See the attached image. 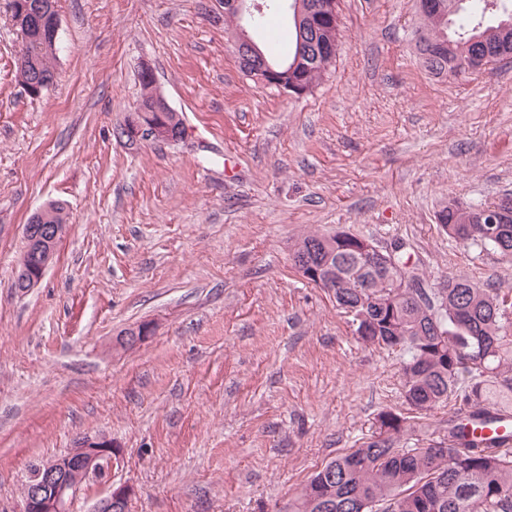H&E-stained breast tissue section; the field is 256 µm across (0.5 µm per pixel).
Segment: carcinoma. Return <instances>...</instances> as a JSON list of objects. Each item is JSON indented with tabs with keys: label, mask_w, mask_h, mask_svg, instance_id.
<instances>
[{
	"label": "carcinoma",
	"mask_w": 512,
	"mask_h": 512,
	"mask_svg": "<svg viewBox=\"0 0 512 512\" xmlns=\"http://www.w3.org/2000/svg\"><path fill=\"white\" fill-rule=\"evenodd\" d=\"M438 0L440 9L420 13L418 51L426 41L446 42L445 55L429 62L437 75H459L468 57L493 60L512 52V4L500 0ZM56 53L40 41L23 39L19 60L54 70ZM333 58L311 51L301 63L309 87ZM438 215L448 237L480 251L512 256V222L494 235L475 216L461 223L446 205ZM50 224H67V203L50 202ZM368 238L350 231L312 233L298 239L313 265L331 275L336 305L373 319L367 345L402 355L403 397L417 412L460 403L448 417V436L427 448H401L405 419L392 411L378 415L377 428L362 446L317 470L283 512H512V449L478 433L481 426L512 415V296L450 275L433 288L416 277L417 288H397L398 270L374 260Z\"/></svg>",
	"instance_id": "cac0c4a2"
}]
</instances>
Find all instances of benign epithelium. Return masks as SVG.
I'll use <instances>...</instances> for the list:
<instances>
[{
    "instance_id": "7a95c632",
    "label": "benign epithelium",
    "mask_w": 512,
    "mask_h": 512,
    "mask_svg": "<svg viewBox=\"0 0 512 512\" xmlns=\"http://www.w3.org/2000/svg\"><path fill=\"white\" fill-rule=\"evenodd\" d=\"M281 6L292 13L296 22L306 18V25L313 32L336 26V0H319L303 14L300 4L283 0ZM259 0H230L228 11L238 24L239 42L235 52L250 61L247 75L274 86L290 97H301L308 92L293 75V70L275 66L267 61L250 33L256 14L262 12ZM11 21L20 34L42 38L48 45L57 42L59 14L55 0H12ZM18 81L31 97H39L50 88L53 79L35 64H22L17 71ZM129 143L136 146L146 143L173 144L184 139L182 134H172L169 124L161 122L139 123L126 128ZM512 214V199L501 197L490 203L483 219L488 224H498ZM47 206L34 212L23 225L24 252L30 262L14 270L16 289L20 294L29 292L43 279L55 263L59 246L66 232L57 224L47 223ZM119 456V449L112 440L103 436H84L73 448L60 456L35 463L25 483L21 512H69L76 491L87 480L101 477ZM134 489L128 484L113 485L108 493L93 507V512H130Z\"/></svg>"
}]
</instances>
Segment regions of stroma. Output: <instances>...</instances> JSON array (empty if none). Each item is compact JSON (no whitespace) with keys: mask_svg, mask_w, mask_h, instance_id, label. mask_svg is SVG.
<instances>
[{"mask_svg":"<svg viewBox=\"0 0 512 512\" xmlns=\"http://www.w3.org/2000/svg\"><path fill=\"white\" fill-rule=\"evenodd\" d=\"M56 83L28 96L0 0V512L31 464L104 435L131 512H278L379 412L410 417L401 354L292 269L310 231L403 245L426 285L512 288V261L448 239L436 211L512 192V63L438 77L412 39L414 0H338L339 50L294 99L245 76L221 0H58ZM189 137L133 149L141 61ZM69 204L42 283L13 286L22 226ZM147 323L130 348L121 331ZM448 407L401 440L448 433Z\"/></svg>","mask_w":512,"mask_h":512,"instance_id":"35a3bbf8","label":"stroma"}]
</instances>
